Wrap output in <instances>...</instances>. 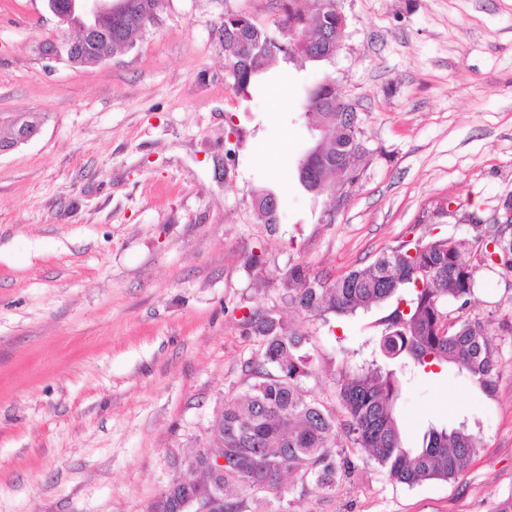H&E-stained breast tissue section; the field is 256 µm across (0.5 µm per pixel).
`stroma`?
<instances>
[{
  "instance_id": "1",
  "label": "stroma",
  "mask_w": 512,
  "mask_h": 512,
  "mask_svg": "<svg viewBox=\"0 0 512 512\" xmlns=\"http://www.w3.org/2000/svg\"><path fill=\"white\" fill-rule=\"evenodd\" d=\"M331 60H279L237 92L219 28L242 14L277 33L281 0H169L133 46L92 66L45 59L44 0H0V512H147L174 460L212 446L241 397L259 308L308 338L310 395L335 403L383 307L340 317L283 300L301 264L334 279L402 241L472 238L466 216L512 200V0H343ZM335 78L373 150L333 223L287 172L316 140L306 91ZM286 100L276 104L277 90ZM280 201L263 224L259 190ZM264 266L251 268V255ZM467 314L499 351L493 395L457 367L408 377V445L464 422L482 444L458 479L413 487L367 453L331 493L295 486L249 512H495L512 495V275L483 269Z\"/></svg>"
}]
</instances>
